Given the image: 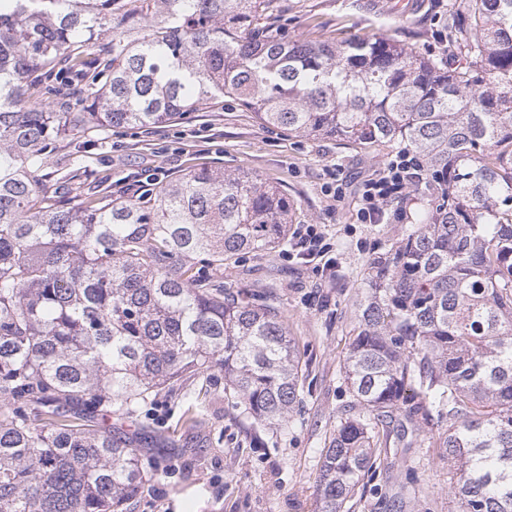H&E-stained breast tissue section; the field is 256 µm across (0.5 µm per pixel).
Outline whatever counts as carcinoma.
Segmentation results:
<instances>
[{
  "label": "carcinoma",
  "mask_w": 512,
  "mask_h": 512,
  "mask_svg": "<svg viewBox=\"0 0 512 512\" xmlns=\"http://www.w3.org/2000/svg\"><path fill=\"white\" fill-rule=\"evenodd\" d=\"M271 0H0V512H132L148 476L130 418L153 393L224 370L253 422L300 401L279 312L212 278L288 236L294 204L200 167L146 200L45 189L44 156L81 127H157L225 97L264 125L364 152L405 149L419 206L355 293L341 422L320 512H341L399 410L443 427L459 512H512V0H449V57L386 36L286 41ZM102 60L81 111L30 87Z\"/></svg>",
  "instance_id": "carcinoma-1"
}]
</instances>
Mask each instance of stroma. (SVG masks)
<instances>
[{
    "label": "stroma",
    "instance_id": "obj_1",
    "mask_svg": "<svg viewBox=\"0 0 512 512\" xmlns=\"http://www.w3.org/2000/svg\"><path fill=\"white\" fill-rule=\"evenodd\" d=\"M262 24L291 40L392 35L435 55L446 48L448 0H274ZM86 78L68 69L31 89V99L79 108ZM333 137H298L261 124L232 99L152 128H93L71 136L45 157L46 187L71 197L112 191L127 197L154 182L199 166L245 171L293 199L292 227L316 225L330 250L299 258L290 245L244 255L219 280L280 312L295 339L304 373L302 401L287 424H253L224 394V374L213 371L211 391L195 385L162 390L136 406L129 432L150 473L134 512H318V477L341 421L360 405L345 379L352 341L355 290L369 262L406 226L421 187L394 200L400 219L361 224L356 201L366 175L389 160ZM347 186L345 202L322 190ZM440 429L391 439L365 493L344 512H451L448 463Z\"/></svg>",
    "mask_w": 512,
    "mask_h": 512
}]
</instances>
